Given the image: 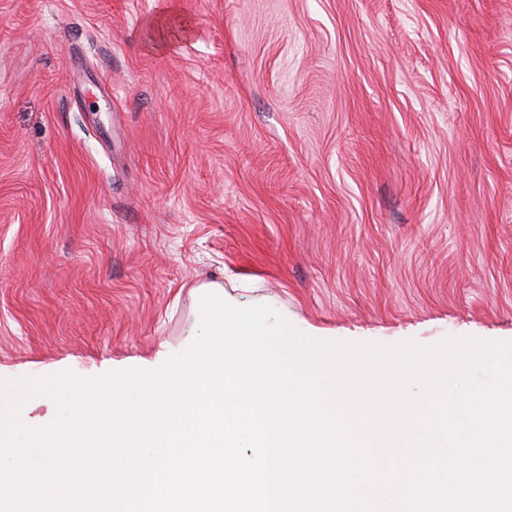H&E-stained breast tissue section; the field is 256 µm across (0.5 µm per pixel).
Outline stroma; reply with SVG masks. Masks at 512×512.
Returning <instances> with one entry per match:
<instances>
[{
	"instance_id": "1",
	"label": "stroma",
	"mask_w": 512,
	"mask_h": 512,
	"mask_svg": "<svg viewBox=\"0 0 512 512\" xmlns=\"http://www.w3.org/2000/svg\"><path fill=\"white\" fill-rule=\"evenodd\" d=\"M208 282L512 338V0H0V381L158 369Z\"/></svg>"
}]
</instances>
